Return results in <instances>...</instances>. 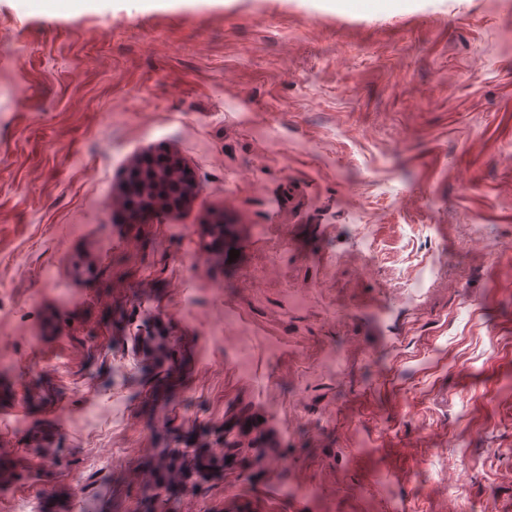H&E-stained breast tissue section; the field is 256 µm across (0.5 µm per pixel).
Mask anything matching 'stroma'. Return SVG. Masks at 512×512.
<instances>
[{
  "instance_id": "1",
  "label": "stroma",
  "mask_w": 512,
  "mask_h": 512,
  "mask_svg": "<svg viewBox=\"0 0 512 512\" xmlns=\"http://www.w3.org/2000/svg\"><path fill=\"white\" fill-rule=\"evenodd\" d=\"M69 2L0 0V490L512 512V0ZM157 151L197 191L123 223ZM177 435L232 459L169 468ZM163 470L204 478L145 501ZM109 474V466L100 460L85 459L76 481L79 498L94 496L99 487L106 481Z\"/></svg>"
}]
</instances>
